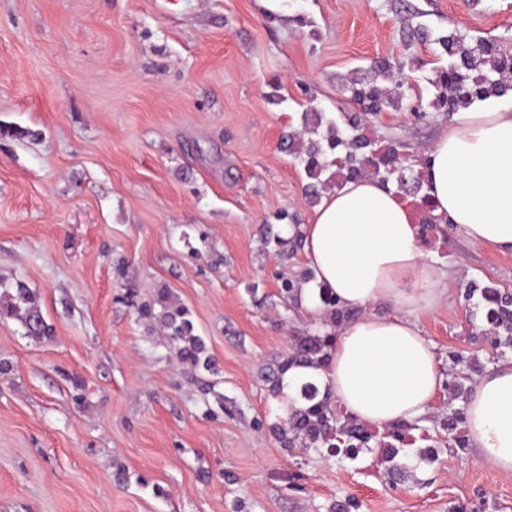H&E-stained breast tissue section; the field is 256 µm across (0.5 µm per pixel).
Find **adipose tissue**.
<instances>
[{"label": "adipose tissue", "instance_id": "adipose-tissue-1", "mask_svg": "<svg viewBox=\"0 0 512 512\" xmlns=\"http://www.w3.org/2000/svg\"><path fill=\"white\" fill-rule=\"evenodd\" d=\"M425 161L432 217L512 253V99L455 113ZM421 222L412 197L372 176L322 196L300 225L312 273L301 290L304 309L324 323L317 300L324 286L355 317L338 329L325 368L289 369L283 406H294V387L308 376L367 426L425 420L443 375L411 315L439 293L448 274L420 249ZM465 408L480 461L512 472V363L487 373Z\"/></svg>", "mask_w": 512, "mask_h": 512}]
</instances>
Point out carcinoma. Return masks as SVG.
I'll use <instances>...</instances> for the list:
<instances>
[{"label":"carcinoma","mask_w":512,"mask_h":512,"mask_svg":"<svg viewBox=\"0 0 512 512\" xmlns=\"http://www.w3.org/2000/svg\"><path fill=\"white\" fill-rule=\"evenodd\" d=\"M442 54L447 57V65L438 69L431 79L434 88L430 106L453 114L476 102L491 97H503L512 92V53L501 48L493 39H469L458 30L435 39ZM352 102L365 112H380L385 108L399 110L408 98L410 87L399 76L394 75L393 66L387 61H375L368 72L356 74L344 83ZM360 119L352 115L347 119L346 129H341L331 119H324L322 113H315L314 128L302 131H289L283 141L289 146H297V158L303 165L308 178L306 187L309 199L316 203L330 188V180H320L323 171L334 166L336 174L346 182L365 175L368 168L375 173L386 171L398 173L399 189L418 199L425 191L426 178L421 174L403 170L398 148L392 146L378 153L371 148L370 141L359 133ZM294 234L282 235L273 226L263 228V245L277 254L288 251V246L299 244L298 224H293ZM12 291L0 299V318L19 321L26 334L35 338L52 334L36 291L20 280L11 285ZM480 292L488 334L494 348L512 350V293L497 288L479 287L472 283L466 296ZM321 303L327 308L335 324L348 321L354 313L336 305V298L328 289L319 292ZM160 312H155L151 304L137 308L138 318L158 323L160 332L174 346L178 358L189 363L197 372H212L213 360L207 353L205 341L196 333L189 308L174 300L168 294H161ZM336 334L319 329L312 333L291 337L287 356L270 366L264 373L271 391L280 393L284 374L293 366L321 368L329 361L328 351L333 346ZM448 440L458 447L465 442L454 436L456 423L464 420V406L456 405L459 399L467 400L472 388L452 383L448 385ZM298 400L304 408L291 417L282 418L273 426L281 447L300 448L326 453L328 458L355 461L365 452L376 454L387 464V474L408 476L411 470L409 455L404 450L406 432L412 428L408 423L390 427L384 434L385 440L376 439L364 424L337 409L330 394H323L312 380L302 381L297 391Z\"/></svg>","instance_id":"cac0c4a2"}]
</instances>
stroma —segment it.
Here are the masks:
<instances>
[{
  "label": "stroma",
  "instance_id": "obj_1",
  "mask_svg": "<svg viewBox=\"0 0 512 512\" xmlns=\"http://www.w3.org/2000/svg\"><path fill=\"white\" fill-rule=\"evenodd\" d=\"M0 0V281L36 290L53 327L0 319V512H512V473L474 448L392 484L374 455L287 451L261 371L312 330L279 296L301 251L265 252L279 212L307 223L282 134L345 123L340 86L375 59L418 94L363 134L421 160L447 127L428 109L433 44L451 29L512 50V0ZM209 241L215 257L196 252ZM419 245L448 272L413 315L438 357L487 362L470 283L512 292V254L459 228ZM168 289L212 356L196 377L135 307Z\"/></svg>",
  "mask_w": 512,
  "mask_h": 512
}]
</instances>
